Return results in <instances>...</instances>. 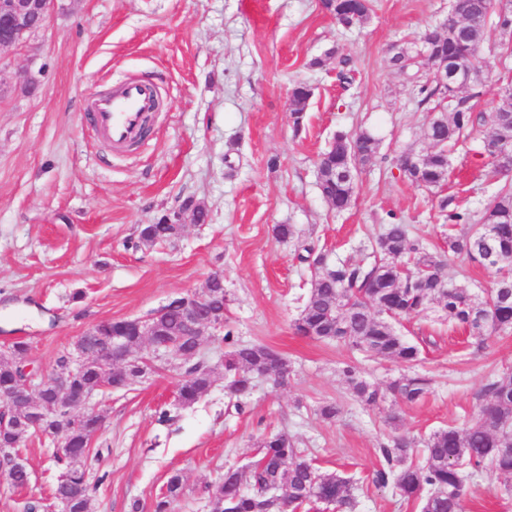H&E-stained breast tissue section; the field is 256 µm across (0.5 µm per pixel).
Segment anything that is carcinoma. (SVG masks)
<instances>
[{"label":"carcinoma","instance_id":"1","mask_svg":"<svg viewBox=\"0 0 512 512\" xmlns=\"http://www.w3.org/2000/svg\"><path fill=\"white\" fill-rule=\"evenodd\" d=\"M373 0H321V8L344 27L362 25L373 11ZM492 0H455L444 23L447 34L438 29L422 36L423 49L434 45L442 54L471 71V92L453 93L438 84L432 73L420 76L414 56L391 57L392 66L411 85L421 105L433 112L424 136L429 150L420 154L407 149L394 158L397 168L412 182L431 188L448 181V146L464 141L478 122H486L492 133L483 141L481 155L492 159L495 177L512 172V93L501 92V104L484 116L475 114L482 67L480 48L488 40V18ZM312 88L296 83L290 95V117L295 131L303 126L304 112ZM381 142L368 132L338 131L321 154L319 186L325 201L336 211L348 209L354 199L361 172L380 153ZM195 224L208 221L202 202H183ZM448 224L447 250L429 252L410 237L409 227L399 222L382 225L371 245L374 260L367 263H327L310 245L299 255L313 270L304 308L294 324L297 334L325 342H336L350 350L383 357L401 364L417 360L418 347L396 333L393 322L418 315L435 305L448 323L469 329L483 340L487 336L512 332V184L506 183L485 206L480 223H471L470 212L453 196L439 201ZM183 230L160 218L139 227L138 242L145 248L169 242ZM463 263L497 269L499 276L487 296L479 299L465 285L448 278V256ZM164 339L171 343L176 359L190 361L200 347L196 337L187 335L185 313L176 301L164 305L161 316ZM224 343L231 350L224 358V389L232 398L246 396L260 376L282 377L285 358L261 345H242L224 331ZM30 344L15 340L0 361V390L12 389L23 379L18 363L29 356ZM342 373L352 395L374 406L391 395L416 403L431 392L432 380L419 373L403 374L381 388L366 381L357 367L347 364ZM134 369L110 371V377L88 371L77 380V394L92 395L104 382L122 388L135 383ZM214 370L200 363L188 366L178 383V405L190 408L211 389ZM484 403L462 429L449 427L419 441L408 436L391 438L380 448L384 464L375 471L372 483L393 486L401 497L421 501V512H463L464 487L485 463L499 473L512 476V375L506 374L484 390ZM68 452L54 461L62 479L54 483V494L75 496L71 512H92V501L103 482L90 481L88 460L94 426L87 419L69 423ZM27 427L0 433V448L19 450ZM352 474L322 471L294 448L288 436L277 434L262 443L259 457L243 473L230 467L210 492V512H288L319 504L334 505L339 512L355 507ZM182 476L171 474L156 496L153 512H170L182 492Z\"/></svg>","mask_w":512,"mask_h":512}]
</instances>
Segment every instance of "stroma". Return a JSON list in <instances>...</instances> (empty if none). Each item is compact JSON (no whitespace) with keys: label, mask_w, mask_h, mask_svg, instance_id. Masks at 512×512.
<instances>
[{"label":"stroma","mask_w":512,"mask_h":512,"mask_svg":"<svg viewBox=\"0 0 512 512\" xmlns=\"http://www.w3.org/2000/svg\"><path fill=\"white\" fill-rule=\"evenodd\" d=\"M450 0H374L363 25L345 28L319 0H58L48 24L24 46L0 50V347L17 337L31 345L36 377L94 324L145 318L169 299L199 293L215 272L230 300L224 322L244 344L288 358L287 385L261 378L242 406L216 381L193 407L177 404L178 361L131 390L92 398L106 413L88 465L103 477L93 512H152L171 472L183 476L172 512H209V485L233 465L246 467L264 437L288 434L325 471L354 474L355 512H420L393 487L369 479L378 449L391 437L462 428L477 412L478 394L512 371V334L484 347L467 342L437 308L401 320L399 332L420 348L407 367L381 357L301 337L294 323L310 289L300 245L314 242L328 263L366 259L370 233L391 217L409 224L428 248L443 246L441 195H457L479 216L501 186L481 156L487 124L451 155L442 190L407 181L392 164L402 149L423 153L430 118L390 64L393 51L417 44L441 26ZM493 57L482 73L477 109L496 110L512 80V40L492 35ZM350 60L354 82L336 78L332 49ZM40 85L15 91L16 73ZM151 81L162 97L150 139L133 153L111 149L84 119L86 97L117 82ZM311 86L301 130L289 95ZM367 129L381 139L376 165L362 172L352 208L339 213L323 199L317 162L336 130ZM276 167H269L270 158ZM210 210L180 238L150 249L138 228L153 224L185 198ZM293 225L278 238L273 228ZM354 364L385 385L413 371L433 390L416 404L385 399L365 407L342 374ZM341 415L322 419L321 405ZM170 411L171 422L158 420ZM52 442L26 438L21 454L32 479L17 488L0 475V512H27L48 498L55 477ZM465 512H512V477L492 465L466 485Z\"/></svg>","instance_id":"35a3bbf8"}]
</instances>
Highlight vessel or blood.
<instances>
[{
    "label": "vessel or blood",
    "mask_w": 512,
    "mask_h": 512,
    "mask_svg": "<svg viewBox=\"0 0 512 512\" xmlns=\"http://www.w3.org/2000/svg\"><path fill=\"white\" fill-rule=\"evenodd\" d=\"M157 93L150 84L127 81L93 97L90 127L113 148L141 141L143 118L156 107Z\"/></svg>",
    "instance_id": "obj_1"
}]
</instances>
